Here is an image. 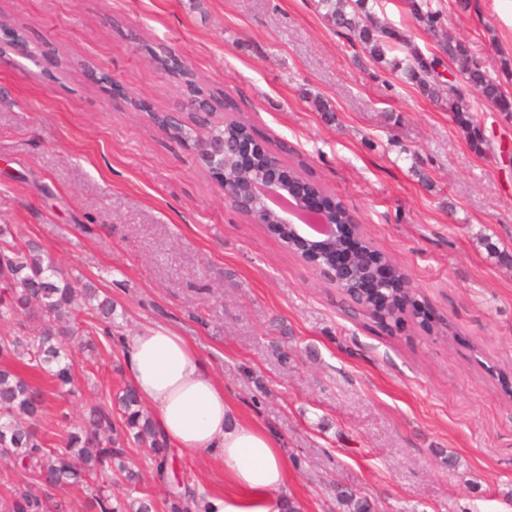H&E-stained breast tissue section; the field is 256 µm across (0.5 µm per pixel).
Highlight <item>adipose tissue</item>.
<instances>
[{"label":"adipose tissue","instance_id":"adipose-tissue-1","mask_svg":"<svg viewBox=\"0 0 512 512\" xmlns=\"http://www.w3.org/2000/svg\"><path fill=\"white\" fill-rule=\"evenodd\" d=\"M122 342L128 379L164 443L224 466L223 494L201 497L200 512H281L286 457L266 428L240 416L196 347L163 323L141 326Z\"/></svg>","mask_w":512,"mask_h":512}]
</instances>
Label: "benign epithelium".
<instances>
[{
    "instance_id": "benign-epithelium-1",
    "label": "benign epithelium",
    "mask_w": 512,
    "mask_h": 512,
    "mask_svg": "<svg viewBox=\"0 0 512 512\" xmlns=\"http://www.w3.org/2000/svg\"><path fill=\"white\" fill-rule=\"evenodd\" d=\"M186 112L198 113L206 124L211 120L209 108L200 107L189 93L179 108L162 113L158 118L178 122ZM190 147L201 165L217 177L225 201L232 203L238 213L255 223H263V218L270 213L275 215V220L270 224L272 231L277 235H287L285 242L294 245L297 255L336 289L350 288L355 299L364 300L380 288L379 272L384 267L385 255L364 251L366 236L361 225L336 222V209L320 205L318 188L309 187L298 193L297 197H289V201L326 225L327 231L321 237H312L305 232L303 225L293 223L288 210L273 209L267 204L262 194L264 189H273L288 197L284 189V185L288 184V173L278 158L267 162L255 177H245L239 181L227 177V164L251 171L257 158L268 153L255 142L252 134L216 140L206 138L190 144Z\"/></svg>"
}]
</instances>
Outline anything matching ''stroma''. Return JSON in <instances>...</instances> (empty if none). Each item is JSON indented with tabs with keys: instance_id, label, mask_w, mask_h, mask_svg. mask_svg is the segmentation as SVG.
<instances>
[{
	"instance_id": "stroma-1",
	"label": "stroma",
	"mask_w": 512,
	"mask_h": 512,
	"mask_svg": "<svg viewBox=\"0 0 512 512\" xmlns=\"http://www.w3.org/2000/svg\"><path fill=\"white\" fill-rule=\"evenodd\" d=\"M433 4L512 92V13ZM375 12L403 38L381 64L316 0H0V45L17 28L28 49L0 55V226L44 246L74 287L112 298L123 335L179 329L240 414L280 440L305 512H344L340 486L373 512H512V122L475 102L490 146L472 148L447 104L391 66L407 47L436 51L408 0ZM165 50L220 117H248L283 167L349 208L430 321L348 317L336 288L225 203L150 118L183 97L153 60ZM68 353L77 395L30 375L48 395L38 429L53 448L62 415L112 406L127 381L120 347ZM126 454L139 496L165 512L146 449ZM173 466L224 489L213 458L180 452Z\"/></svg>"
}]
</instances>
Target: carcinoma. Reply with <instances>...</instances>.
<instances>
[{
  "instance_id": "cac0c4a2",
  "label": "carcinoma",
  "mask_w": 512,
  "mask_h": 512,
  "mask_svg": "<svg viewBox=\"0 0 512 512\" xmlns=\"http://www.w3.org/2000/svg\"><path fill=\"white\" fill-rule=\"evenodd\" d=\"M375 0H317V7L327 22L338 29L350 43L360 42L369 47L376 62L386 61V53L398 41L395 33L382 25L374 12ZM415 19L437 42L440 52L457 65L460 80L444 79L437 65L438 56L426 57L414 52L404 67L408 78L428 96L443 98L448 112L466 132L472 146L480 151L483 141L473 116L470 95L492 103L504 119L512 120V92L475 61L467 46L448 35L441 21L440 11L431 0H411ZM248 129L241 119L212 122L205 136L224 134L236 136ZM173 139L193 142L199 130L187 123L175 130H166ZM394 275L382 294L365 302H357L350 313L357 316L370 313L392 318L411 308L419 312L417 289L393 260ZM0 267L9 279L0 287V322L17 324L12 335L0 337V454L9 456L29 471L33 480L48 487L89 483L104 470L125 474L130 483L139 480V473L127 466L124 449L118 443L127 441L148 448L149 458L157 472L164 475L169 485L165 506L168 512H188L197 504L198 495L189 480L176 479L169 473L165 444L155 427L151 414L144 408L131 385H125L115 398V406L122 415V424L115 427L112 410L93 407L83 424L66 433L64 446L49 448L30 422L41 415L45 404L43 391L13 369L22 365L36 372L47 373L60 386L74 383L72 365L65 361L60 338L79 337L80 346L88 351L96 349L97 335H112V300L99 298L96 289H83L84 304L76 302L75 288L41 246L28 243L17 246L4 242L0 247ZM105 319L101 328L81 330L74 326L83 309ZM36 321L40 331L31 336L26 324ZM337 501L347 512H370L366 499L352 490L336 488ZM95 512H153L149 499H112V494L97 492L92 496ZM5 512H68L65 501L46 493L36 495L26 488H13Z\"/></svg>"
}]
</instances>
